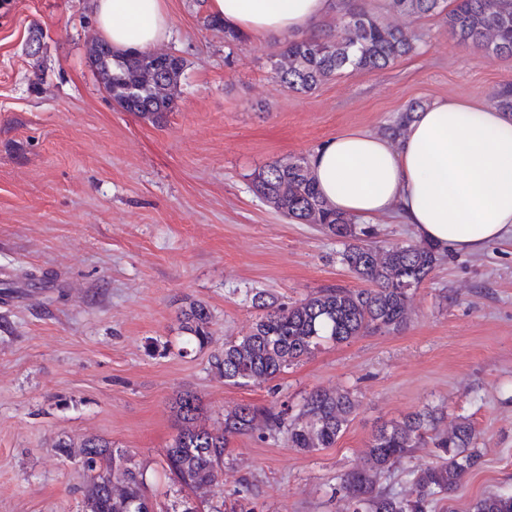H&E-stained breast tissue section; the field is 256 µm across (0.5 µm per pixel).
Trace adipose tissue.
<instances>
[{
	"instance_id": "ef3b65f1",
	"label": "adipose tissue",
	"mask_w": 512,
	"mask_h": 512,
	"mask_svg": "<svg viewBox=\"0 0 512 512\" xmlns=\"http://www.w3.org/2000/svg\"><path fill=\"white\" fill-rule=\"evenodd\" d=\"M212 15L256 40L316 33L334 0H209ZM96 26L121 52L148 51L172 35L168 0H93ZM337 211L364 221L390 214L421 239L475 254L512 239V115L488 105L436 100L398 141L352 129L309 160Z\"/></svg>"
}]
</instances>
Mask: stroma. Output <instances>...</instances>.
Instances as JSON below:
<instances>
[{"label":"stroma","mask_w":512,"mask_h":512,"mask_svg":"<svg viewBox=\"0 0 512 512\" xmlns=\"http://www.w3.org/2000/svg\"><path fill=\"white\" fill-rule=\"evenodd\" d=\"M359 3L411 31L415 50L305 93L273 77L284 37L230 47L205 25L207 7L171 0L172 36L158 50L184 69L157 125L120 108L94 74L90 0H0V512H81L86 477L55 445L88 436L130 451L156 512H173L163 453L185 390L213 427L240 403L297 412L318 387L360 401L331 448L233 438L222 482L204 495L212 506L248 478L261 491L256 512H341L339 477L376 427L428 408L442 412L443 430L470 417L483 453L436 512L512 493V241L442 250L402 331L325 347L260 385H225L211 367L225 339L255 321V292L294 301L361 285L341 242L252 192L255 171L311 156L347 130L383 133L414 101L490 104L512 81V56L458 44L441 16ZM192 301L211 312L212 341L182 355L180 316Z\"/></svg>","instance_id":"stroma-1"}]
</instances>
